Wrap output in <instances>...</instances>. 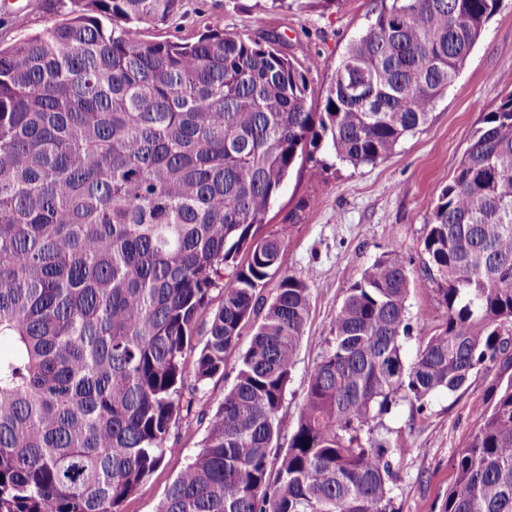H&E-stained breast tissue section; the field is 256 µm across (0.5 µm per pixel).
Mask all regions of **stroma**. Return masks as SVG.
Here are the masks:
<instances>
[{
    "label": "stroma",
    "mask_w": 512,
    "mask_h": 512,
    "mask_svg": "<svg viewBox=\"0 0 512 512\" xmlns=\"http://www.w3.org/2000/svg\"><path fill=\"white\" fill-rule=\"evenodd\" d=\"M378 6L379 0H333L327 7L287 10L271 7L268 0H184L176 16L140 26L133 37L149 42L190 40L216 23L225 32L259 42L280 34L289 55L317 60L309 76V104L319 112L346 47L364 32ZM56 18L48 0H0V43L28 37ZM510 70L512 0H502L428 124L402 140L391 155L355 167L323 148L296 160L267 215L268 230L284 241V270L315 275L305 336L278 414L281 441H288L296 428L307 374L330 348L333 322L347 288L383 253L396 252L412 264L414 282L407 303L411 321L428 314L444 322L437 285L424 271L422 239L433 200L451 180L484 113L507 93L494 75ZM252 334V326L243 327L223 373L200 386L194 414L172 426L168 445L175 455L166 457L123 503L122 512H157L168 486L206 435L200 413H213L223 401ZM491 384V375L472 374L463 391L433 397L426 411L415 412L403 402L375 426L376 435L398 446L394 512H441L454 477V458L473 429L471 409L489 397Z\"/></svg>",
    "instance_id": "35a3bbf8"
}]
</instances>
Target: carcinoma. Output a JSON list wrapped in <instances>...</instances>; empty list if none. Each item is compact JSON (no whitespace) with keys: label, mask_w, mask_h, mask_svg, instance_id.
<instances>
[{"label":"carcinoma","mask_w":512,"mask_h":512,"mask_svg":"<svg viewBox=\"0 0 512 512\" xmlns=\"http://www.w3.org/2000/svg\"><path fill=\"white\" fill-rule=\"evenodd\" d=\"M182 2L56 0L68 19L0 46V512H119L253 316L236 381L158 512H393L394 445L372 422L401 401L422 412L479 370L492 394L472 408L442 512H512V91L422 240L444 325L421 318L406 361L412 270L396 253L366 266L284 451L312 277L282 270L283 242L261 233L300 156L324 142L374 164L428 123L500 0H380L322 112L308 107L314 60L275 39L218 25L129 37Z\"/></svg>","instance_id":"obj_1"}]
</instances>
